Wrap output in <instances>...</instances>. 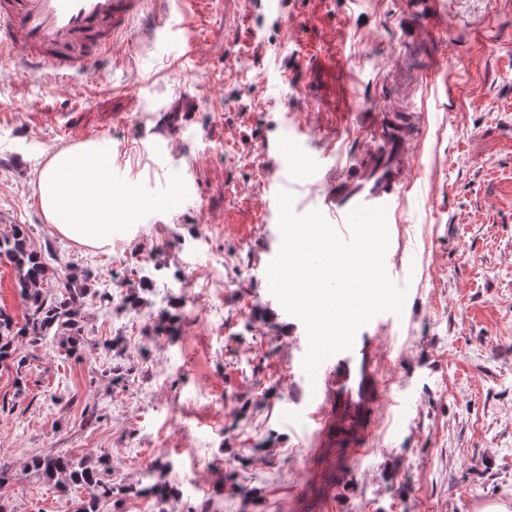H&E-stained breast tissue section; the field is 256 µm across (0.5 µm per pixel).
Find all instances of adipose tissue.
<instances>
[{"mask_svg": "<svg viewBox=\"0 0 512 512\" xmlns=\"http://www.w3.org/2000/svg\"><path fill=\"white\" fill-rule=\"evenodd\" d=\"M115 150L94 141L49 153L37 177L36 196L47 223L62 236L110 250L113 227L136 223L145 196L112 181Z\"/></svg>", "mask_w": 512, "mask_h": 512, "instance_id": "1", "label": "adipose tissue"}]
</instances>
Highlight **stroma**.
Listing matches in <instances>:
<instances>
[{
  "mask_svg": "<svg viewBox=\"0 0 512 512\" xmlns=\"http://www.w3.org/2000/svg\"><path fill=\"white\" fill-rule=\"evenodd\" d=\"M288 0L278 18L211 0L186 18L195 46L154 40L149 0L109 64L67 79L0 69V231L108 287L88 300L80 355L59 343L0 370V468L13 512H75L83 489L27 470L35 455L108 457L98 512H295L311 439L298 318L264 269L282 241L262 210L265 150L286 122L336 174L382 112L415 120L411 178L391 232L410 278L389 343L373 454L348 469L331 512H512V0ZM442 57L431 71L434 57ZM41 120H33V113ZM117 146V181L167 195L193 170L194 206L147 212L108 252L61 236L36 177L70 130ZM168 469L142 493L144 460Z\"/></svg>",
  "mask_w": 512,
  "mask_h": 512,
  "instance_id": "stroma-1",
  "label": "stroma"
}]
</instances>
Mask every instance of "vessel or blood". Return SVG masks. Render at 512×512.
<instances>
[{
  "label": "vessel or blood",
  "instance_id": "obj_1",
  "mask_svg": "<svg viewBox=\"0 0 512 512\" xmlns=\"http://www.w3.org/2000/svg\"><path fill=\"white\" fill-rule=\"evenodd\" d=\"M146 0H0V63L14 62L15 74L27 79L47 69L62 77L102 62L112 39L145 9ZM409 123L377 120L356 163L330 181L312 206L342 239H350L347 216L359 206L385 207L396 213L410 178L407 152ZM190 169H183L174 195L155 199L152 210L168 213L187 199ZM391 313L375 316L357 332L351 350L326 359L318 368L298 419L312 429L310 460L323 479L302 497L301 512H323L335 478L369 454L378 409L385 397L381 371L386 331L398 324Z\"/></svg>",
  "mask_w": 512,
  "mask_h": 512
}]
</instances>
